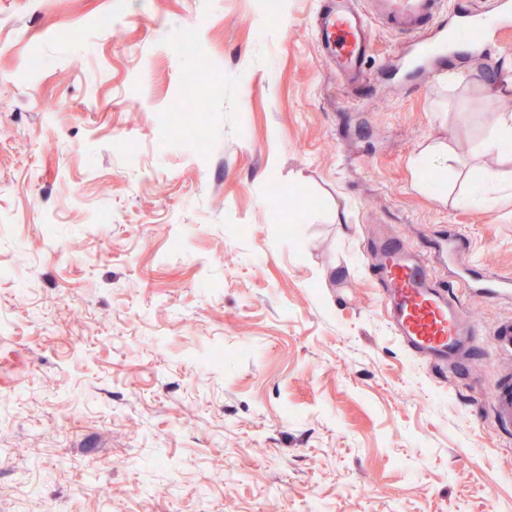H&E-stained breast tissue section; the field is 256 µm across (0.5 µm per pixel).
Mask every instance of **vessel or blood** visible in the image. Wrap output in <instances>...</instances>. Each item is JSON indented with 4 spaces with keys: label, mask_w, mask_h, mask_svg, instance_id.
Returning a JSON list of instances; mask_svg holds the SVG:
<instances>
[{
    "label": "vessel or blood",
    "mask_w": 512,
    "mask_h": 512,
    "mask_svg": "<svg viewBox=\"0 0 512 512\" xmlns=\"http://www.w3.org/2000/svg\"><path fill=\"white\" fill-rule=\"evenodd\" d=\"M445 0H333L316 22L317 38L340 73L356 71L373 51L367 17L411 37L408 67L456 48L455 33L472 31L485 40L497 39L512 27V0H490L445 12ZM377 258L376 276L386 300L389 322L411 353L430 359L454 376L467 374L476 351L477 326L467 317L452 286L431 271L425 255L404 239L379 234L370 243ZM484 294L496 302L512 301V277L489 273L480 281ZM496 350L512 358V318L499 320L492 330ZM487 411L496 433L512 434V377L504 375L490 386Z\"/></svg>",
    "instance_id": "b4317fda"
}]
</instances>
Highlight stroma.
Masks as SVG:
<instances>
[{
	"instance_id": "obj_1",
	"label": "stroma",
	"mask_w": 512,
	"mask_h": 512,
	"mask_svg": "<svg viewBox=\"0 0 512 512\" xmlns=\"http://www.w3.org/2000/svg\"><path fill=\"white\" fill-rule=\"evenodd\" d=\"M322 4L0 0V512H512V436L400 344L367 250L458 231L512 276L482 147L512 32L390 70L410 41L376 25L350 82ZM460 297L486 385L512 303Z\"/></svg>"
}]
</instances>
